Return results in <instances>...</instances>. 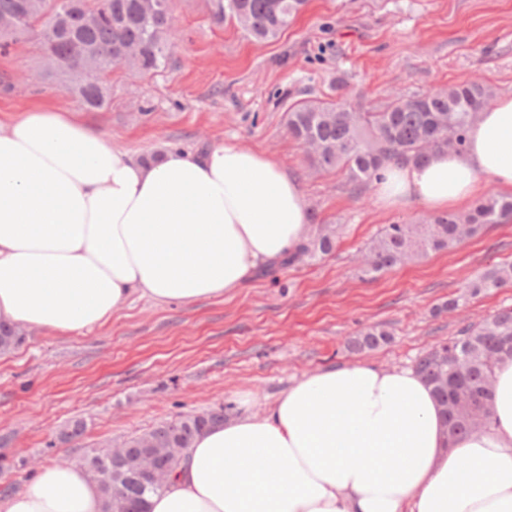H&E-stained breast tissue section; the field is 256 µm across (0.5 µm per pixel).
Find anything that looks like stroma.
Returning a JSON list of instances; mask_svg holds the SVG:
<instances>
[{"label": "stroma", "mask_w": 512, "mask_h": 512, "mask_svg": "<svg viewBox=\"0 0 512 512\" xmlns=\"http://www.w3.org/2000/svg\"><path fill=\"white\" fill-rule=\"evenodd\" d=\"M172 23L166 67L145 78L115 68L107 105L87 119L140 157L224 141L263 152L298 178L309 209L340 225V237L329 255L260 273L231 296L189 307L137 297L78 334L27 330L0 353V494L20 490L31 469L79 462L85 449L181 414L227 404L263 413L306 374L359 361L411 367L463 326L512 307V288L466 290L478 272L512 263V223L363 277L357 258L378 230L421 223L428 209L415 201L387 211L372 192L351 194L343 173L310 172L285 126L289 105L335 96L339 80L364 107L466 81L512 94V0H310L271 43L214 23L206 0H173ZM39 68L35 42L0 49L1 123L37 104L71 106ZM451 298L460 309L442 311ZM374 326L393 341L349 352L348 340ZM76 418L83 437L53 445Z\"/></svg>", "instance_id": "stroma-1"}]
</instances>
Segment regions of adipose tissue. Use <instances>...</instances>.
<instances>
[{"mask_svg":"<svg viewBox=\"0 0 512 512\" xmlns=\"http://www.w3.org/2000/svg\"><path fill=\"white\" fill-rule=\"evenodd\" d=\"M512 196V97L483 110L461 152L388 164L385 209L434 213L485 183ZM297 180L231 142L146 162L72 108L0 123V326L67 336L133 297L191 305L235 293L309 232ZM489 428L448 440L431 389L364 363L302 376L263 413L206 430L149 512H512V361L493 381ZM0 512H103L77 464H47Z\"/></svg>","mask_w":512,"mask_h":512,"instance_id":"obj_1","label":"adipose tissue"}]
</instances>
